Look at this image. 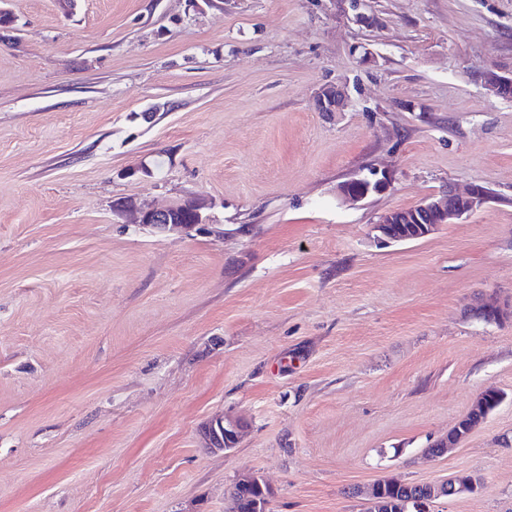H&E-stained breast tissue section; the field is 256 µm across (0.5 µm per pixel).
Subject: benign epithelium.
I'll return each instance as SVG.
<instances>
[{
	"instance_id": "7a95c632",
	"label": "benign epithelium",
	"mask_w": 512,
	"mask_h": 512,
	"mask_svg": "<svg viewBox=\"0 0 512 512\" xmlns=\"http://www.w3.org/2000/svg\"><path fill=\"white\" fill-rule=\"evenodd\" d=\"M348 95L342 88L321 86L313 96L316 109L320 112H338L344 107ZM392 178L388 173H372V177H353L336 187L337 196L343 201L359 202L370 195L381 194L391 187ZM491 198L490 190L480 184L471 183L459 191L448 186L441 194L409 209L395 210L384 214L374 226L376 239L380 243L397 241L394 225L412 224L418 238H424L443 224H451L482 208ZM175 206L165 208H142L138 223L152 227L159 232L187 229L189 225L177 223L173 211ZM243 422L230 415L210 420L206 425L203 439L206 447L229 452L234 449L243 432Z\"/></svg>"
}]
</instances>
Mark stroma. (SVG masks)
I'll return each mask as SVG.
<instances>
[{
    "instance_id": "1",
    "label": "stroma",
    "mask_w": 512,
    "mask_h": 512,
    "mask_svg": "<svg viewBox=\"0 0 512 512\" xmlns=\"http://www.w3.org/2000/svg\"><path fill=\"white\" fill-rule=\"evenodd\" d=\"M0 29V512H364L480 478L512 512V0H8ZM344 88L341 112L312 103ZM389 172L348 204L339 183ZM493 199L429 236L380 217ZM206 200L158 233L117 202ZM500 405L439 458L485 390ZM243 418L229 453L211 418ZM491 198L490 190L480 183H471L464 191L448 186L441 194L409 209L395 210L384 214L374 226L375 238L380 243L400 241L394 236V226L405 224L409 232L415 225L417 239L431 234L443 224H452L482 208ZM412 224V225H410ZM414 239V240H417ZM373 485L375 493L373 495ZM366 492V497L373 499L366 512H423L417 510L427 499V484L404 483L393 479H383L374 483ZM267 494V498L264 495L258 497L261 495V491L256 486L241 483L235 484L231 493L233 502L231 512H251V510L253 512H266L270 492Z\"/></svg>"
}]
</instances>
